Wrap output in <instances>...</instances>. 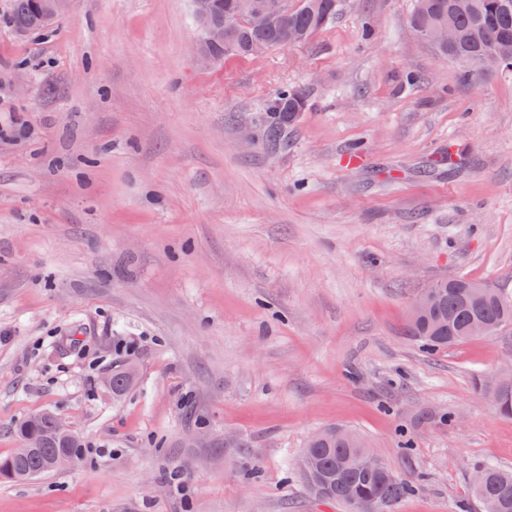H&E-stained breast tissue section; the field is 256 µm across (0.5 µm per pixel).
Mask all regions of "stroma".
Masks as SVG:
<instances>
[{"label": "stroma", "instance_id": "stroma-1", "mask_svg": "<svg viewBox=\"0 0 512 512\" xmlns=\"http://www.w3.org/2000/svg\"><path fill=\"white\" fill-rule=\"evenodd\" d=\"M412 6L339 0L203 68L191 0H69L25 33L0 0V456L44 411L83 443L0 479V512H345L297 471L336 425L415 480L390 512H482L512 418L473 378L512 368V325L428 355L407 323L442 278L512 297V72L464 80ZM309 106V96L302 88L284 90L270 101L266 113V135L273 141L280 140L282 132L295 123L300 115L297 109L304 112ZM137 381V370L133 364L112 372V382L109 388L114 396L124 395Z\"/></svg>", "mask_w": 512, "mask_h": 512}]
</instances>
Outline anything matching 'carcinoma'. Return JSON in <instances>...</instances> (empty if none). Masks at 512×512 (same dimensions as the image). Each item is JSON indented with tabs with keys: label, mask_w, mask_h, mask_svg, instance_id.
<instances>
[{
	"label": "carcinoma",
	"mask_w": 512,
	"mask_h": 512,
	"mask_svg": "<svg viewBox=\"0 0 512 512\" xmlns=\"http://www.w3.org/2000/svg\"><path fill=\"white\" fill-rule=\"evenodd\" d=\"M241 0H214L213 19L217 23L236 11ZM41 0H14L15 26L20 30L42 27L53 20L40 14ZM338 0H304L297 9L272 15L261 27L241 26L233 37L239 43V54L246 46L261 39L268 47L290 46L311 39L336 14ZM452 26L457 39L451 46L430 43L442 57L463 68V76L478 81L495 70H506L512 64V0H414L410 24L421 37L442 24ZM297 35L293 42L289 36ZM309 106V96L302 88H290L270 101L266 113V135L272 140L295 123L299 111ZM476 281L464 277L435 282L436 292L430 312L422 317L409 316V332L430 355L472 339L470 327L476 322L491 324L496 329L512 323V298L498 288L475 292ZM137 381L132 364L112 372L110 389L115 396L124 395ZM498 413L512 417V375L495 387ZM57 417L42 412L28 417L18 427L24 441H37L39 447L24 457L13 452L0 458V477L21 482L61 472L54 467L56 456L66 454L75 460L81 441L74 436L68 443L57 437ZM350 429L330 427L314 441H309L298 463L309 491L318 499L340 503L349 512H388L399 499L413 491L414 485L395 476L381 457L373 469L362 466L364 456L373 453L367 444L348 440ZM483 482L472 485L473 493L484 512H512V472L484 466Z\"/></svg>",
	"instance_id": "cac0c4a2"
}]
</instances>
